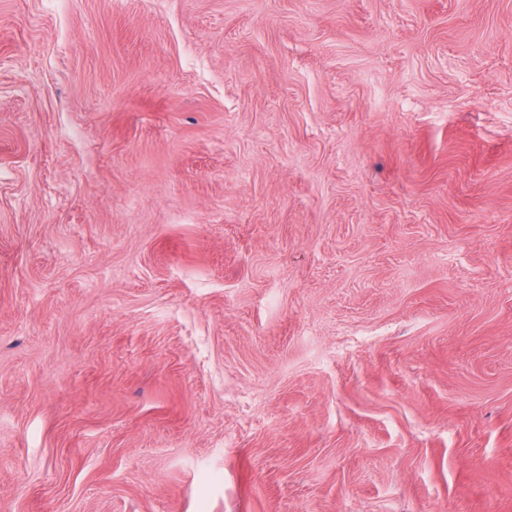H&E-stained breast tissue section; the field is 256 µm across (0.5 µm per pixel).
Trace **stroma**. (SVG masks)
<instances>
[{"label":"stroma","instance_id":"35a3bbf8","mask_svg":"<svg viewBox=\"0 0 512 512\" xmlns=\"http://www.w3.org/2000/svg\"><path fill=\"white\" fill-rule=\"evenodd\" d=\"M0 512H512V0H0Z\"/></svg>","mask_w":512,"mask_h":512}]
</instances>
